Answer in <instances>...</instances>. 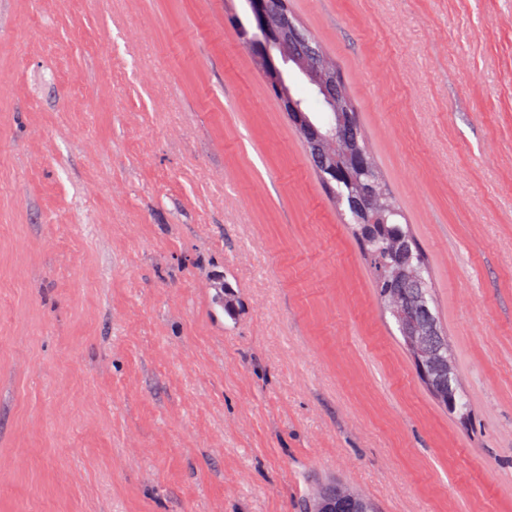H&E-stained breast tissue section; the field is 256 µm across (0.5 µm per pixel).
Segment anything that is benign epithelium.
Returning a JSON list of instances; mask_svg holds the SVG:
<instances>
[{"label":"benign epithelium","instance_id":"7a95c632","mask_svg":"<svg viewBox=\"0 0 512 512\" xmlns=\"http://www.w3.org/2000/svg\"><path fill=\"white\" fill-rule=\"evenodd\" d=\"M254 31L243 48L258 62L268 90L279 101L302 138L307 153L319 163L318 173L326 180L349 181L355 175L372 168V160L361 145L357 122L335 130L331 125L311 119L291 91L290 77L298 76L320 95L328 112L341 117L351 111L342 84L337 80L336 65L314 47L300 50L296 24L288 4L282 0L276 8L268 0H248ZM391 284L397 290L391 294L394 312L402 314L407 295L400 287L416 280L415 272L406 265L389 270Z\"/></svg>","mask_w":512,"mask_h":512}]
</instances>
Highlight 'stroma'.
<instances>
[{
	"label": "stroma",
	"instance_id": "obj_1",
	"mask_svg": "<svg viewBox=\"0 0 512 512\" xmlns=\"http://www.w3.org/2000/svg\"><path fill=\"white\" fill-rule=\"evenodd\" d=\"M430 266L448 414L230 22L0 0V512H512V0H288ZM322 496L336 501L335 512H376L369 499L339 482H330L320 486L315 490L310 501Z\"/></svg>",
	"mask_w": 512,
	"mask_h": 512
}]
</instances>
